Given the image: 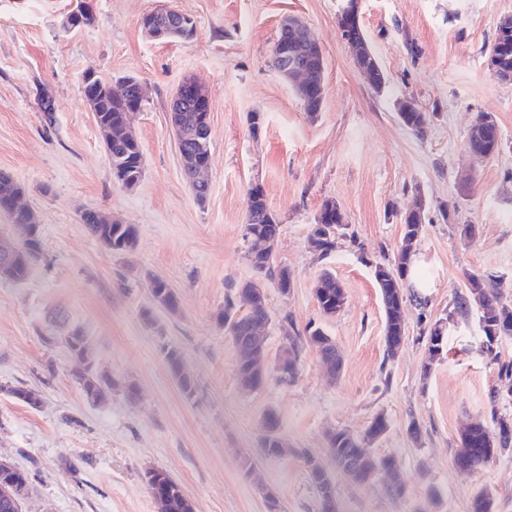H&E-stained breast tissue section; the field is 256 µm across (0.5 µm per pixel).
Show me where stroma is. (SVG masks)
Listing matches in <instances>:
<instances>
[{
  "mask_svg": "<svg viewBox=\"0 0 512 512\" xmlns=\"http://www.w3.org/2000/svg\"><path fill=\"white\" fill-rule=\"evenodd\" d=\"M90 2L94 24L68 30L73 0H0V172L24 185L42 241L27 280L0 279V458L28 476L23 512H157L149 470L180 484L196 512H319L313 462L333 475L338 512H469L480 490L493 496L494 512H512V448L474 472L454 463L471 422L512 424V336L488 341L477 311L457 306L470 272L501 280L512 304V84L498 81L487 61L512 0H358L387 78L379 91L339 35L347 0ZM158 8L191 18L193 37L148 36L140 20ZM287 16L309 25L325 59L324 103L313 117L272 64ZM88 72L115 82L133 76L146 88L131 119L144 166L135 187L112 175L81 92ZM190 77L211 104L202 202L169 118ZM45 95L49 115L40 107ZM405 100L424 112L423 135L400 123ZM481 112L496 119L501 146L475 162L464 144ZM254 184L281 224L274 259L291 271L293 287L286 295L266 289L267 379L245 392L219 315L239 284L259 278L245 238ZM328 200L348 227L323 257L310 238ZM418 200L406 335L392 358L373 270L397 257L402 218ZM92 210L135 225L134 250H106L82 221ZM326 270L346 295L333 316L315 297ZM155 278L175 290L176 310L154 300ZM437 324L444 342L434 357L428 334ZM317 328L343 357L331 382L308 341ZM74 331L89 337L97 374L113 382L106 403L88 399L77 379L82 364L64 343ZM292 338L296 374L284 381L276 367ZM171 349L195 381L193 395L170 370ZM20 386L37 392V407L9 395ZM270 409L287 455L261 451ZM379 415L389 427L367 451L396 457L400 497L383 476L352 483L328 449L330 432L363 435Z\"/></svg>",
  "mask_w": 512,
  "mask_h": 512,
  "instance_id": "35a3bbf8",
  "label": "stroma"
}]
</instances>
